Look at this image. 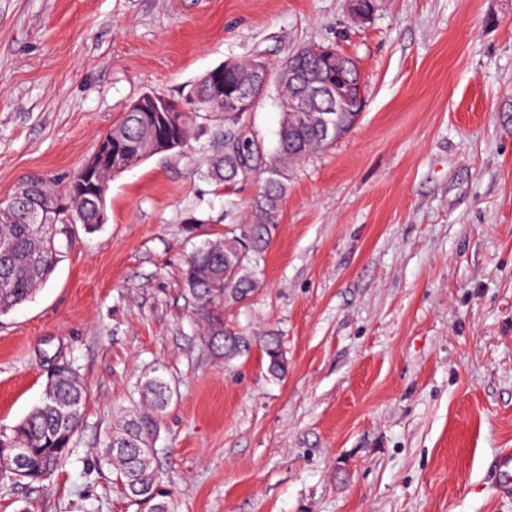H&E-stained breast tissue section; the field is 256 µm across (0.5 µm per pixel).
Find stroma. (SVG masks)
I'll return each mask as SVG.
<instances>
[{"mask_svg": "<svg viewBox=\"0 0 512 512\" xmlns=\"http://www.w3.org/2000/svg\"><path fill=\"white\" fill-rule=\"evenodd\" d=\"M332 44L366 86L356 125L288 172L263 286L230 324L283 338L233 363L198 334L182 270L260 189L201 175L196 145L114 178L36 296L0 317V429L55 362L87 388L49 480L0 474V512H139L98 464L113 424L170 386L157 466L172 512H512V0H0V199L66 181L127 104L185 98L230 60ZM268 90L245 118L274 153ZM492 488L502 495L512 494V451L503 450L493 462Z\"/></svg>", "mask_w": 512, "mask_h": 512, "instance_id": "35a3bbf8", "label": "stroma"}]
</instances>
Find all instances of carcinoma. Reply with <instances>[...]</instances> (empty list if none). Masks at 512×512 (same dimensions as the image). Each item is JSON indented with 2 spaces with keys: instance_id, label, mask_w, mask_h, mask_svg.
Listing matches in <instances>:
<instances>
[{
  "instance_id": "obj_1",
  "label": "carcinoma",
  "mask_w": 512,
  "mask_h": 512,
  "mask_svg": "<svg viewBox=\"0 0 512 512\" xmlns=\"http://www.w3.org/2000/svg\"><path fill=\"white\" fill-rule=\"evenodd\" d=\"M288 69L296 79L277 85L283 117L277 149L265 160L258 153L253 134L240 130L242 117L210 102L215 70L191 89V94L199 97L197 105L208 111L151 115L127 111L114 126L122 131L118 143L137 152V163L156 155L161 139H170L173 146L169 150L175 152L205 135L211 143L222 142L224 128H238L233 145H224L212 156L202 176L229 186L259 171L262 188L243 222L226 225L222 236L204 241L188 257L184 283L195 300L194 319L202 339L214 354L230 363L249 353L256 343L274 378L288 371L281 336L270 330L255 336L234 328L224 320V307L248 302L261 287V261L280 221L288 166L334 143L352 128L345 113L333 111L335 102L312 91L323 74L314 68L304 50L288 57L279 71ZM220 72L224 73V96L250 88L249 61L224 64ZM263 94L260 88L252 89L254 97ZM299 102L306 111H295ZM328 115L336 124L331 136L323 134L322 119ZM18 188L26 199L12 213L0 215V316L32 299L50 280L63 258L60 241L70 240L75 225L94 233L106 220L104 196L89 192L73 197L66 187L44 175L28 177ZM38 207L45 211L48 223H31V212ZM86 397L87 389L76 370L69 364L60 365L48 379L43 401L12 426L10 433H0V441L14 439L30 450L32 481L48 479L69 456ZM169 400L170 388L165 380L156 377L145 382L142 402L146 409L124 419L116 428L120 450H112L109 440L100 455V461L112 466L116 479L123 483L127 497L137 501L151 493L158 512H171L170 493L162 489L149 443Z\"/></svg>"
}]
</instances>
